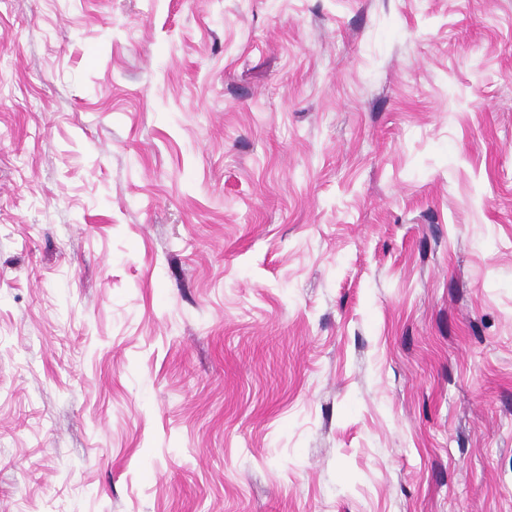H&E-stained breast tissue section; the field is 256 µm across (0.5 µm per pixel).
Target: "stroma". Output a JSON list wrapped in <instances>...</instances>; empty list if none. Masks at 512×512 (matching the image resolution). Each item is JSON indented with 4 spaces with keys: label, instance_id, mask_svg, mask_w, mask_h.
Segmentation results:
<instances>
[{
    "label": "stroma",
    "instance_id": "1",
    "mask_svg": "<svg viewBox=\"0 0 512 512\" xmlns=\"http://www.w3.org/2000/svg\"><path fill=\"white\" fill-rule=\"evenodd\" d=\"M0 512H512V0H0Z\"/></svg>",
    "mask_w": 512,
    "mask_h": 512
}]
</instances>
